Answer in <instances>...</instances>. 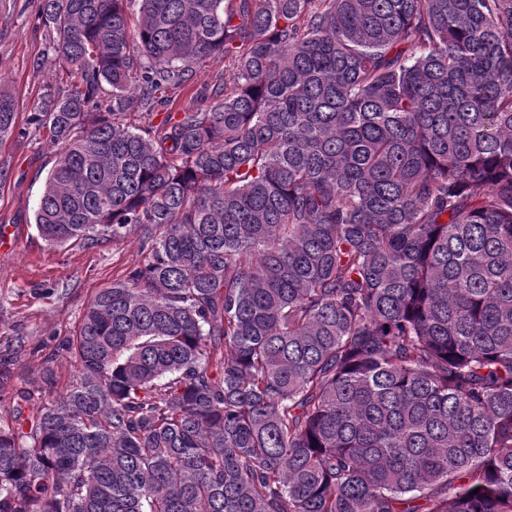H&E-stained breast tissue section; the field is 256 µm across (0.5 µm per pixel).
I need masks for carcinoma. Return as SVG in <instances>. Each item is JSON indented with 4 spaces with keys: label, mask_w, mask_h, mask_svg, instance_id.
<instances>
[{
    "label": "carcinoma",
    "mask_w": 512,
    "mask_h": 512,
    "mask_svg": "<svg viewBox=\"0 0 512 512\" xmlns=\"http://www.w3.org/2000/svg\"><path fill=\"white\" fill-rule=\"evenodd\" d=\"M126 2L43 0L36 231L141 259L0 423V512H512V0ZM236 71V62L230 57L223 58L219 62L212 60L196 66L193 77L189 84L178 88L169 87L158 96L166 102L159 106L155 112H158L153 123L157 124L164 116L163 112H182L187 107L207 105L212 97L209 94L212 85L224 77L228 83Z\"/></svg>",
    "instance_id": "obj_1"
}]
</instances>
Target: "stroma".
Masks as SVG:
<instances>
[{"instance_id": "35a3bbf8", "label": "stroma", "mask_w": 512, "mask_h": 512, "mask_svg": "<svg viewBox=\"0 0 512 512\" xmlns=\"http://www.w3.org/2000/svg\"><path fill=\"white\" fill-rule=\"evenodd\" d=\"M43 0H0V82L14 95V132L0 141V231L12 246L0 251V359L9 363L0 381V410L11 411L26 397L56 401L77 374L64 348L77 330L87 303L121 278L140 259L136 235L123 241L53 247L37 234L34 213L56 155L46 128L31 115L47 89L65 86L49 51L52 30L42 18ZM234 59L197 66L189 84L166 88L164 111L208 104L212 85L232 79ZM50 366L53 383L40 377Z\"/></svg>"}]
</instances>
